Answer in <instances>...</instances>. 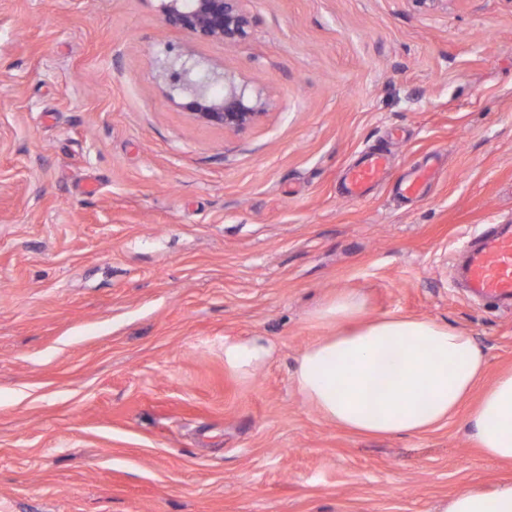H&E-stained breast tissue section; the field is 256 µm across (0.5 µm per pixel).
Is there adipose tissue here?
Instances as JSON below:
<instances>
[{"mask_svg": "<svg viewBox=\"0 0 512 512\" xmlns=\"http://www.w3.org/2000/svg\"><path fill=\"white\" fill-rule=\"evenodd\" d=\"M313 321L334 334L307 345L292 374L296 391L328 422L356 435H420L463 415L491 459L512 463V369L485 382L488 360L469 334L430 319L367 316L362 296L340 292ZM271 348L254 336L224 345V366L248 377ZM439 512H512V484L469 488Z\"/></svg>", "mask_w": 512, "mask_h": 512, "instance_id": "obj_1", "label": "adipose tissue"}]
</instances>
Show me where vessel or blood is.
I'll list each match as a JSON object with an SVG mask.
<instances>
[{"mask_svg":"<svg viewBox=\"0 0 512 512\" xmlns=\"http://www.w3.org/2000/svg\"><path fill=\"white\" fill-rule=\"evenodd\" d=\"M388 165L385 154L369 151L351 167L345 178L349 199L361 198L378 181ZM462 275L468 292L481 300L512 304V226L489 228L464 256Z\"/></svg>","mask_w":512,"mask_h":512,"instance_id":"1","label":"vessel or blood"}]
</instances>
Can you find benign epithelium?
<instances>
[{
	"mask_svg": "<svg viewBox=\"0 0 512 512\" xmlns=\"http://www.w3.org/2000/svg\"><path fill=\"white\" fill-rule=\"evenodd\" d=\"M249 0H164V21L196 40L224 45L240 42L250 35L252 17ZM158 77L176 91L178 106L198 121L225 130L240 131L262 115L265 102L247 93L246 87L224 69L211 65L191 50L156 59ZM216 85L224 95H213Z\"/></svg>",
	"mask_w": 512,
	"mask_h": 512,
	"instance_id": "7a95c632",
	"label": "benign epithelium"
}]
</instances>
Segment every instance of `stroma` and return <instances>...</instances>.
I'll use <instances>...</instances> for the list:
<instances>
[{"label": "stroma", "instance_id": "35a3bbf8", "mask_svg": "<svg viewBox=\"0 0 512 512\" xmlns=\"http://www.w3.org/2000/svg\"><path fill=\"white\" fill-rule=\"evenodd\" d=\"M249 9L246 40L195 45L267 103L234 132L159 84L188 41L162 0H0V512H437L512 480L462 418L356 436L292 380L339 292L512 367V309L453 279L512 225V0ZM369 147L391 167L345 200ZM251 336L243 379L224 345ZM271 355V347L260 336L226 342L224 345V366L240 377H248L264 364Z\"/></svg>", "mask_w": 512, "mask_h": 512}]
</instances>
